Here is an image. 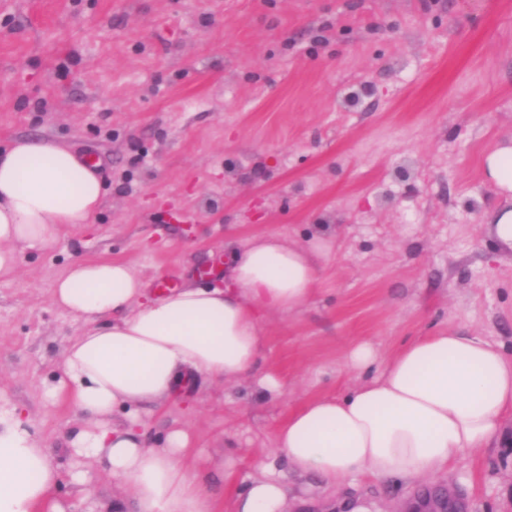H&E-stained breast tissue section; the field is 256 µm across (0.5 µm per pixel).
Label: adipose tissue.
Listing matches in <instances>:
<instances>
[{
	"label": "adipose tissue",
	"instance_id": "ef3b65f1",
	"mask_svg": "<svg viewBox=\"0 0 512 512\" xmlns=\"http://www.w3.org/2000/svg\"><path fill=\"white\" fill-rule=\"evenodd\" d=\"M483 170L500 198L488 222L512 250V144L493 145ZM103 197L97 168L69 146L21 138L0 148V280L16 277L24 251L52 250L95 225ZM327 248L322 239L258 235L219 282L164 297L129 263H70L51 301L83 331L64 350L60 380L44 390L81 417L67 435L69 466L61 468L32 420L0 398V512H70L57 496L62 480L82 491L96 471L129 490L137 512H219L206 480L185 464L189 434L175 429L162 447H145L142 413L197 380L254 375L264 360L265 317L309 301ZM348 362L375 374L343 395L306 401L276 432L277 450L299 475L337 487L357 475L421 482L457 471L512 416V354L455 326L415 337L384 361L358 343ZM291 502L281 481L261 476L235 497L232 512H288Z\"/></svg>",
	"mask_w": 512,
	"mask_h": 512
}]
</instances>
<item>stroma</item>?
<instances>
[{
    "label": "stroma",
    "mask_w": 512,
    "mask_h": 512,
    "mask_svg": "<svg viewBox=\"0 0 512 512\" xmlns=\"http://www.w3.org/2000/svg\"><path fill=\"white\" fill-rule=\"evenodd\" d=\"M26 137L103 157L98 223L27 251L0 282V395L61 463L76 413L49 402L82 325L53 306L70 261L131 263L148 283L212 284L260 234L332 239L315 294L267 325L262 374L198 384L143 413L228 508L269 473L296 512H392L417 485L354 477L336 493L274 448L288 416L455 325L512 352V253L486 222V150L512 137V0H0V144ZM458 512H512V422L469 452ZM348 362L358 371H364L378 362V357L368 342L356 344L348 354Z\"/></svg>",
    "instance_id": "35a3bbf8"
}]
</instances>
